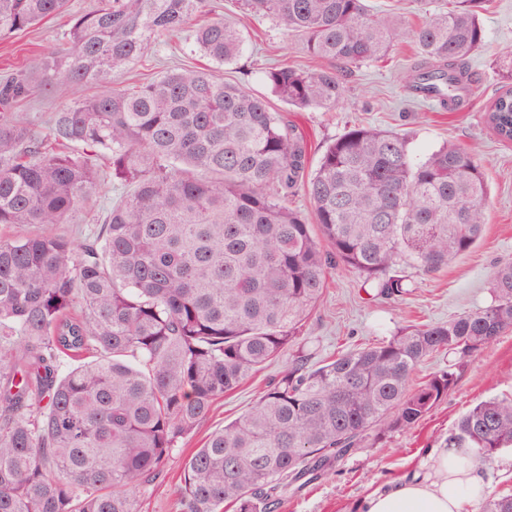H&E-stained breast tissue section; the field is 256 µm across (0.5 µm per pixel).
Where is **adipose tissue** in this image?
<instances>
[{"instance_id":"adipose-tissue-1","label":"adipose tissue","mask_w":512,"mask_h":512,"mask_svg":"<svg viewBox=\"0 0 512 512\" xmlns=\"http://www.w3.org/2000/svg\"><path fill=\"white\" fill-rule=\"evenodd\" d=\"M456 449L440 446L428 452V467L368 495L360 512H467L474 499L469 489L481 486L475 467L457 470L448 461Z\"/></svg>"}]
</instances>
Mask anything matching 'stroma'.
I'll return each mask as SVG.
<instances>
[{"instance_id": "1", "label": "stroma", "mask_w": 512, "mask_h": 512, "mask_svg": "<svg viewBox=\"0 0 512 512\" xmlns=\"http://www.w3.org/2000/svg\"><path fill=\"white\" fill-rule=\"evenodd\" d=\"M211 17L243 33L239 56L217 65V72L255 94L270 96L265 73L272 67L288 64L316 70L321 66L320 60L307 56L299 41L288 37L277 22L245 17L235 0H212ZM483 19L487 44L469 61L472 93L459 110L449 111L435 101L418 98L401 83L402 71L417 59L415 47L406 42L394 46L382 61L347 76L342 100L333 111H299L278 101L272 104L303 136L310 165H317L325 147L345 131L367 125L405 135L416 160L446 142L467 146L488 177L485 224L476 247L433 274L397 265L394 272L405 279L409 289L403 299H382L357 274L339 267L329 270L322 297L300 335L313 362L322 363L389 339L411 324L444 322L488 305L493 268L512 261V142L501 141L484 114L501 86L496 54L503 48L512 49V0H490ZM65 24L62 18L46 20L11 40L0 41V76L34 70L45 52L60 47ZM194 30V25H187L181 33L153 44L141 60L113 76V85L144 82L180 66H206ZM287 364V357H280L214 402L208 420L180 440L162 476L148 488L143 512H176L184 460L210 432L244 414ZM447 369L455 372V386L415 426L382 437L368 432L317 479L285 489L277 512H355L368 494L423 470L428 450L447 440L465 412L486 398L512 395V330L470 356L428 358L419 366L416 379L422 382Z\"/></svg>"}]
</instances>
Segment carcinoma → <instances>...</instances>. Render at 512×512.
Wrapping results in <instances>:
<instances>
[{"instance_id": "carcinoma-1", "label": "carcinoma", "mask_w": 512, "mask_h": 512, "mask_svg": "<svg viewBox=\"0 0 512 512\" xmlns=\"http://www.w3.org/2000/svg\"><path fill=\"white\" fill-rule=\"evenodd\" d=\"M68 2L0 0V40ZM417 2L414 25L367 0H237L325 62L266 72L284 104L335 109L345 69L408 39L420 60L405 82L456 110L486 44L488 0ZM210 11L208 0H90L38 75L0 80V512H142L141 496L214 401L287 352L281 377L185 460L176 499L177 512H273L280 488L320 474L367 431L407 430L428 413L455 375L413 384L427 358L465 357L512 329L507 261L487 306L310 364L296 344L328 269L403 296L397 263L434 273L475 247L488 183L468 148L444 144L416 162L403 135L369 126L337 137L308 173L302 136L270 101L211 69L113 86L151 44ZM194 39L219 64L243 42L222 21ZM499 75L486 121L512 141V51ZM87 85L93 93L69 97ZM38 87L65 97L43 126L12 111ZM107 178L134 190L100 208ZM300 188L310 220L288 207ZM79 215L87 233L59 231ZM448 444L464 449L458 469L512 448V397L469 409ZM483 497L482 512H512V494Z\"/></svg>"}]
</instances>
